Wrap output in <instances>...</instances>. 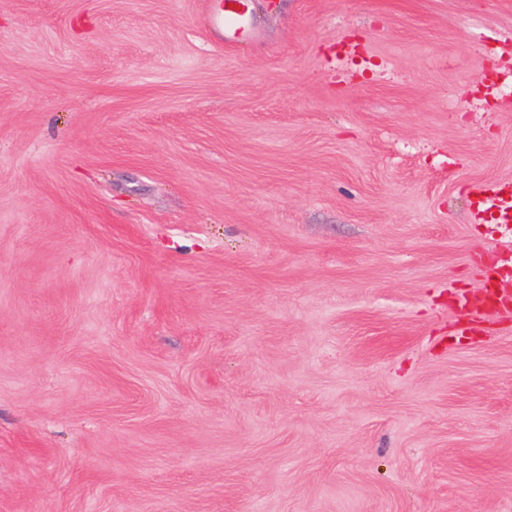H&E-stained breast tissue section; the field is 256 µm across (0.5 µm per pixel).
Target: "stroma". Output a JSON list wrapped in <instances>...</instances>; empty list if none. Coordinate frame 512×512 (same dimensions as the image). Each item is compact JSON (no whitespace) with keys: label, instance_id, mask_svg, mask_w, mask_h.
I'll return each mask as SVG.
<instances>
[{"label":"stroma","instance_id":"1","mask_svg":"<svg viewBox=\"0 0 512 512\" xmlns=\"http://www.w3.org/2000/svg\"><path fill=\"white\" fill-rule=\"evenodd\" d=\"M0 0V512H512V0ZM236 5H240L241 10H236ZM249 21V0H212L209 23L216 30H224L228 37L243 34L249 27ZM473 193L476 195H483L481 197L482 202L489 200L490 198H493L497 202V212L499 213V220L502 224H511L512 223V198H506L503 196H500L499 192H492L490 193L488 191V188L486 185L483 184H476L473 187Z\"/></svg>","mask_w":512,"mask_h":512}]
</instances>
